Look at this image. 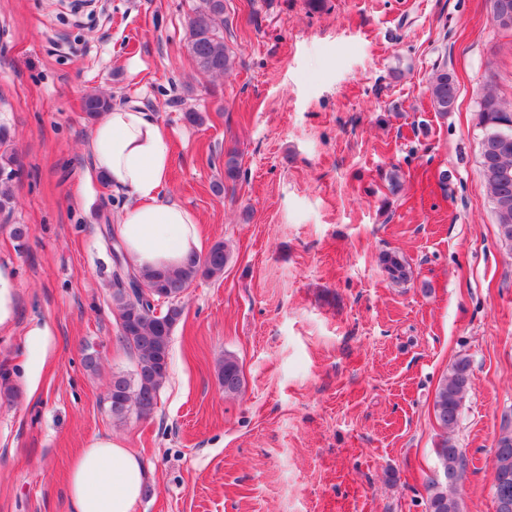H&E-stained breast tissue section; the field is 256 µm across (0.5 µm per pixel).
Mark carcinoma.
<instances>
[{"label": "carcinoma", "instance_id": "1", "mask_svg": "<svg viewBox=\"0 0 512 512\" xmlns=\"http://www.w3.org/2000/svg\"><path fill=\"white\" fill-rule=\"evenodd\" d=\"M224 0H198L188 20L187 48L199 72L224 76L233 71L234 59L226 44L231 34ZM428 92L435 111L446 114L453 110L457 86L452 75L441 68L432 73ZM112 108V99L102 95L86 98L84 111L96 116ZM480 124L486 129L491 144L499 133L512 134V113L505 110L499 97L490 89L482 92L478 101ZM22 164L14 152L0 154V213L10 212L13 204L11 174ZM485 185L491 198L502 240L512 247V142L507 149L481 158ZM241 164L236 152L224 155V181L240 179ZM380 264L389 278L404 283L409 270L397 253L385 251ZM230 261V251L222 242L214 243L203 256L190 255L185 263L172 270L139 271L126 258L113 261L112 302L117 313L119 339L135 353L136 366L129 376L112 377L108 400L112 416L118 420L134 413L149 417L157 409L159 392L168 375L171 334L181 321L184 310L181 297L197 278H218ZM165 297L162 315H155L151 300ZM472 364L460 356L448 367L435 392L433 411L442 430L436 445L437 468L427 478L426 512H461L452 488L466 470V456L457 446L453 432L458 426L461 408L472 380ZM217 377L226 395H238L243 389V377L237 357L224 353ZM492 488L496 512H512V430L506 428L497 439L494 450Z\"/></svg>", "mask_w": 512, "mask_h": 512}]
</instances>
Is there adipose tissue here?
<instances>
[{"mask_svg":"<svg viewBox=\"0 0 512 512\" xmlns=\"http://www.w3.org/2000/svg\"><path fill=\"white\" fill-rule=\"evenodd\" d=\"M86 152L91 173L127 199L114 232L132 266L173 269L201 253L197 215L159 197L170 170L168 134L148 112L112 107L95 125ZM145 483L139 458L121 440L93 438L70 465L71 512H135Z\"/></svg>","mask_w":512,"mask_h":512,"instance_id":"ef3b65f1","label":"adipose tissue"}]
</instances>
